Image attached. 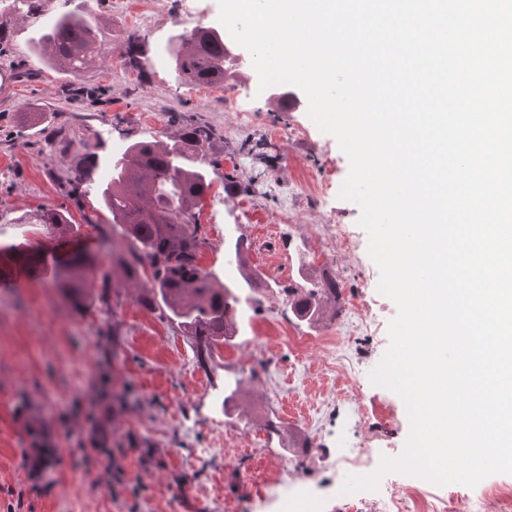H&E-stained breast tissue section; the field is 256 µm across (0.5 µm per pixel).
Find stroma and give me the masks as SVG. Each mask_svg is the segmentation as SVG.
<instances>
[{
    "mask_svg": "<svg viewBox=\"0 0 512 512\" xmlns=\"http://www.w3.org/2000/svg\"><path fill=\"white\" fill-rule=\"evenodd\" d=\"M61 2L37 0L34 20L0 0V265L20 258L29 268L27 288L0 289V512H279L265 492L280 479L296 483L298 503L317 499L322 512H349L347 476L372 474L382 457L401 455L410 422L402 398L370 379L389 340L368 335L356 315L379 269L360 207L339 196L346 155L310 119L299 88H260L248 51L238 65L244 79L177 85L161 44L176 29L219 27L217 0H195L190 17L184 0H127L121 11L109 0H72L99 40L95 61L76 76L31 52L35 29ZM132 32L153 59L143 76L121 56ZM71 84L87 95L69 97ZM198 121L215 130L207 157L218 163L200 216V266L220 280L238 279L224 264V245L243 236L268 286L243 303L239 332L216 350L210 369L197 366L192 338L144 308L133 288L108 315L122 325L118 355L101 357L97 330L107 316L75 312L39 270L50 253L100 252L84 219L109 214L95 196L71 194L66 174L93 152L98 162L88 174L106 183L108 160L126 137L166 142ZM104 126L109 135L98 136ZM252 141L267 143V159L239 154ZM228 174L237 182L229 190ZM43 208L67 210L80 236L18 223ZM336 224L349 230L356 251L331 239ZM328 276L335 302L319 323L297 320L280 285ZM228 381L240 382L244 396L229 414L217 399ZM106 382L128 390L129 407L112 424L114 447L94 448ZM377 403L395 421L361 416ZM32 414L51 447L65 450L42 475L25 460ZM267 419L277 434L264 428ZM434 489L389 473L377 490L361 492L362 512H388L394 499L400 512H432ZM502 489L512 491V474L451 485L445 512H500Z\"/></svg>",
    "mask_w": 512,
    "mask_h": 512,
    "instance_id": "obj_1",
    "label": "stroma"
}]
</instances>
